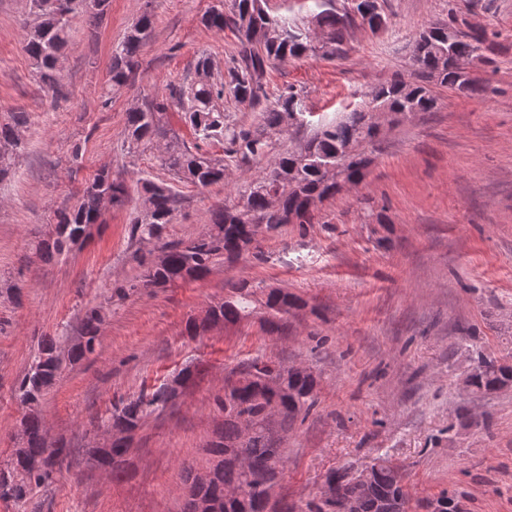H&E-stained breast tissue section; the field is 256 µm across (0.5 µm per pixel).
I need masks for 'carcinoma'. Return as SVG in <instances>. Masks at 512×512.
<instances>
[{"instance_id": "carcinoma-1", "label": "carcinoma", "mask_w": 512, "mask_h": 512, "mask_svg": "<svg viewBox=\"0 0 512 512\" xmlns=\"http://www.w3.org/2000/svg\"><path fill=\"white\" fill-rule=\"evenodd\" d=\"M86 0H30L33 23L29 25L25 51L37 76L49 90L60 91L59 58L70 39V18ZM310 11L326 44L318 47L307 35V29L282 24V16L270 15L264 0H229L228 7H214L201 18L202 25L218 32L228 28L239 40V58L227 70L224 80L204 77L187 87L173 88L156 97L147 109L127 113L124 139L128 148L137 150L158 138L167 136L164 118L176 108L180 120L190 127L201 142H224L228 161L214 159L194 149L175 145L160 156L161 166L179 180L196 187L207 188L225 182L227 164L241 171H250L264 161L266 166L242 184L234 185L232 203L214 212L208 231L181 241L165 243L161 263L151 261L144 265L135 288H157L209 270L216 260L231 255L240 259L246 255L258 256L257 240L248 238L252 228L263 224L270 231L288 223V216L297 224H312L318 219V206L338 194L336 183L328 182L323 166L334 164L344 184L358 185L363 169L373 163L366 150L379 141L382 131L366 120V114L382 107L394 114L412 117L437 109L439 98L433 87L440 86L470 97H485L489 87L479 78L461 79L455 66L456 58L479 60L489 67L495 63L499 51V33L468 25L457 10L448 9V19L424 26L411 42V61L415 62L409 78H394L374 86L368 101L341 119L329 122L320 130L291 149L279 146V136L285 115L293 111L302 117L307 106L304 96L290 89L268 95L263 79L266 69L276 62L299 60L305 57L342 60L347 56V42L356 28L374 33L388 26L382 0H313ZM153 15L146 11L112 46V69L104 95L112 94V87L131 81L139 65L141 48L153 27ZM260 33L256 44L249 41L250 31ZM226 97L252 108L260 107V121L250 127L229 122L218 102ZM22 121L0 124V179L9 174L21 151L18 127ZM90 184L112 193V203H123L126 189L122 182L105 171L97 173ZM142 205L148 214L137 211L130 220L131 233L140 239L158 240L166 225L172 223L176 197L164 183L144 179L140 182ZM55 237L38 244L48 258L61 255L74 239L92 224L98 223L101 212L97 195L84 191L80 203L54 213ZM253 285L247 280L231 283L224 301L209 310L197 321H189V330L237 323L253 315ZM300 297L283 290L267 294L265 306L269 316L264 318L268 331L284 327L283 320L291 310L301 307ZM104 315L101 308L91 309L83 319L81 339L67 355L58 352L51 340L38 344L27 372L20 379L17 392L27 412L21 420L23 442L10 458L0 464V498L24 505L33 489L49 483L54 474V457L66 455V449L49 448L45 442L46 429L41 414V402L46 391L61 377L65 363L78 362L92 354L98 344L99 325ZM283 370L282 364L272 359L256 358L232 374L239 376L238 385L230 393L217 398L218 408L224 412V427L217 440L211 442L207 453L212 466L207 485L200 489L202 496L186 498L183 512H201L199 499L210 504V512H266L260 486L253 484L249 475L238 468L235 458L242 451L248 457L252 471L267 472L274 461L285 466L282 434L288 432L294 419L307 415L317 405L316 381L309 375L294 372L285 385L271 386L265 379ZM512 379V366L497 364L480 356L473 368L472 392L486 393ZM175 399L173 388L163 384L150 394H140L113 406L108 427L119 434L108 448L90 449L99 453L101 464L112 475L122 476L126 471L130 448L128 440L143 424L146 417ZM327 476L336 480L343 495L353 505L352 512H409L411 498L405 482L397 479L387 467H379L368 481L353 478L349 468L334 469ZM239 487L245 498H227L224 489ZM279 512H335L332 504L303 499L293 504L280 502Z\"/></svg>"}]
</instances>
